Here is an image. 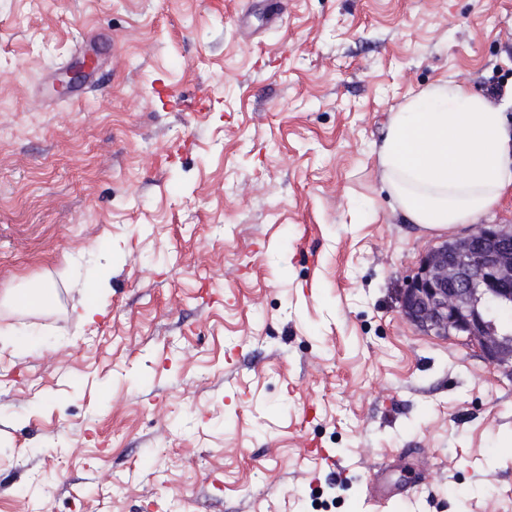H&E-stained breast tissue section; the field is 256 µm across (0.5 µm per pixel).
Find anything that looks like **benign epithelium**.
Masks as SVG:
<instances>
[{
  "label": "benign epithelium",
  "instance_id": "benign-epithelium-1",
  "mask_svg": "<svg viewBox=\"0 0 512 512\" xmlns=\"http://www.w3.org/2000/svg\"><path fill=\"white\" fill-rule=\"evenodd\" d=\"M400 312L423 334L474 344L512 369V224H478L426 251L401 291Z\"/></svg>",
  "mask_w": 512,
  "mask_h": 512
}]
</instances>
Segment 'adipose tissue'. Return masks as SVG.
I'll use <instances>...</instances> for the list:
<instances>
[{
  "label": "adipose tissue",
  "mask_w": 512,
  "mask_h": 512,
  "mask_svg": "<svg viewBox=\"0 0 512 512\" xmlns=\"http://www.w3.org/2000/svg\"><path fill=\"white\" fill-rule=\"evenodd\" d=\"M512 90L500 102L443 81L393 112L378 158L383 184L411 223L469 224L512 190Z\"/></svg>",
  "instance_id": "ef3b65f1"
}]
</instances>
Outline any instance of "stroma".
<instances>
[{"mask_svg":"<svg viewBox=\"0 0 512 512\" xmlns=\"http://www.w3.org/2000/svg\"><path fill=\"white\" fill-rule=\"evenodd\" d=\"M448 79L512 85V0H0V295H51L0 306V512H512V372L398 310L471 230L377 158ZM45 287L30 288L26 291H13L12 293L1 297V305L18 307H41L44 306L50 297V293Z\"/></svg>","mask_w":512,"mask_h":512,"instance_id":"1","label":"stroma"}]
</instances>
